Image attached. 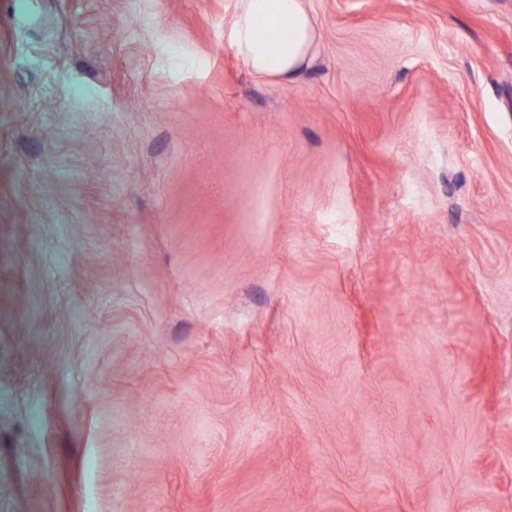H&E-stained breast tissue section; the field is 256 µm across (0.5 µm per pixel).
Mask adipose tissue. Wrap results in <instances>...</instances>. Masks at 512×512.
<instances>
[{"label":"adipose tissue","mask_w":512,"mask_h":512,"mask_svg":"<svg viewBox=\"0 0 512 512\" xmlns=\"http://www.w3.org/2000/svg\"><path fill=\"white\" fill-rule=\"evenodd\" d=\"M281 18L288 21L286 36L268 40L257 34L260 21L273 23ZM233 37L255 73L291 81L309 66L317 30L303 0H240Z\"/></svg>","instance_id":"adipose-tissue-1"}]
</instances>
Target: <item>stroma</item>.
<instances>
[{
    "instance_id": "1",
    "label": "stroma",
    "mask_w": 512,
    "mask_h": 512,
    "mask_svg": "<svg viewBox=\"0 0 512 512\" xmlns=\"http://www.w3.org/2000/svg\"><path fill=\"white\" fill-rule=\"evenodd\" d=\"M0 0V512H512V0ZM280 18L288 19L286 36L268 40L257 34L261 20L272 24ZM317 36L303 0H240L233 26L234 44L257 74L294 80L309 66Z\"/></svg>"
}]
</instances>
